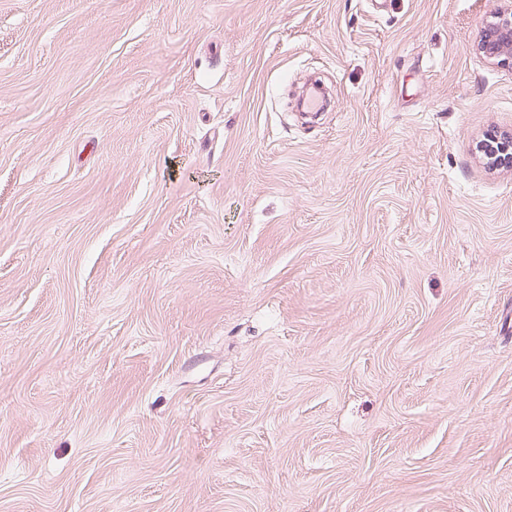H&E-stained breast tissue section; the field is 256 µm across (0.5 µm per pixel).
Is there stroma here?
<instances>
[{
  "instance_id": "stroma-1",
  "label": "stroma",
  "mask_w": 512,
  "mask_h": 512,
  "mask_svg": "<svg viewBox=\"0 0 512 512\" xmlns=\"http://www.w3.org/2000/svg\"><path fill=\"white\" fill-rule=\"evenodd\" d=\"M500 6L0 0V512H512ZM486 22L484 33L479 36L477 50L491 63L512 69V1ZM478 151L485 162L494 167H512V134L493 133L480 141Z\"/></svg>"
}]
</instances>
